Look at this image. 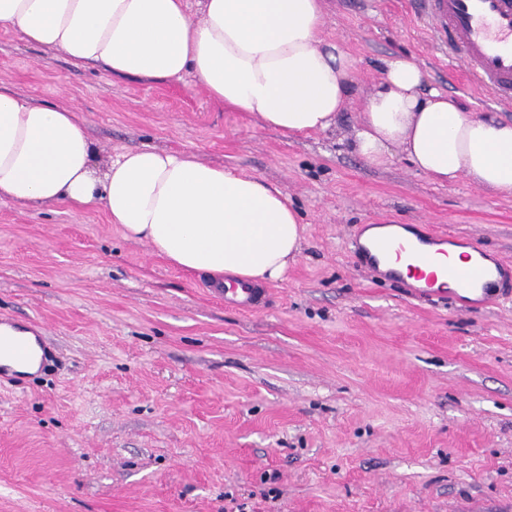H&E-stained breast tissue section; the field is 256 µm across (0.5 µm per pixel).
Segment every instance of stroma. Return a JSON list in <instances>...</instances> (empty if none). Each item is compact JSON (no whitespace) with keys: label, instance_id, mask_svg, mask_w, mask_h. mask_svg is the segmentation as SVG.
<instances>
[{"label":"stroma","instance_id":"35a3bbf8","mask_svg":"<svg viewBox=\"0 0 512 512\" xmlns=\"http://www.w3.org/2000/svg\"><path fill=\"white\" fill-rule=\"evenodd\" d=\"M352 62L335 126L288 135L196 79H110L0 22V85L76 112L101 158L144 146L278 186L304 240L267 304L199 274L97 208L0 202V318L39 325L45 371L0 385V512H512V294L421 300L353 245L410 224L512 268V198L352 148L383 62L407 55L465 111L512 122L433 48L408 0H323ZM262 294V293H261ZM261 294L257 288L241 285V288H224V303L235 305L244 310H250L258 306L261 301Z\"/></svg>","mask_w":512,"mask_h":512}]
</instances>
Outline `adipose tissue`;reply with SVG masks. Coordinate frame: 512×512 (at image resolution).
<instances>
[{
	"mask_svg": "<svg viewBox=\"0 0 512 512\" xmlns=\"http://www.w3.org/2000/svg\"><path fill=\"white\" fill-rule=\"evenodd\" d=\"M0 0V22L27 43L116 78L192 75L208 97L262 126L307 135L348 100V61L324 49L322 0ZM395 56L367 99L354 151L375 167L394 151L443 183L464 176L512 197V123L461 111ZM27 208L98 207L176 267L257 286L281 279L303 227L287 195L190 151L150 147L99 162L75 112L0 87V200Z\"/></svg>",
	"mask_w": 512,
	"mask_h": 512,
	"instance_id": "adipose-tissue-1",
	"label": "adipose tissue"
}]
</instances>
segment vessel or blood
<instances>
[{
    "label": "vessel or blood",
    "instance_id": "obj_1",
    "mask_svg": "<svg viewBox=\"0 0 512 512\" xmlns=\"http://www.w3.org/2000/svg\"><path fill=\"white\" fill-rule=\"evenodd\" d=\"M415 13L430 32L437 49L449 59L460 61L470 76L489 90L498 103L512 106V0H412ZM454 236H427L423 244L384 236L365 249L372 273H379L380 259L405 264L415 282L417 297L439 296L435 282L446 274L458 287L476 289L491 276L502 274V265L487 266L486 251H478L474 262L444 266L430 253L433 245L454 243ZM225 303L250 310L258 306V289L241 286L225 289Z\"/></svg>",
    "mask_w": 512,
    "mask_h": 512
}]
</instances>
